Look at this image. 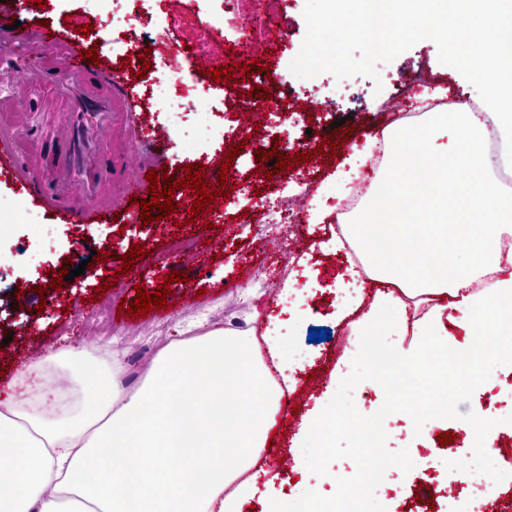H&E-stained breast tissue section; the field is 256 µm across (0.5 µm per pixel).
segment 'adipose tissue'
Here are the masks:
<instances>
[{
  "mask_svg": "<svg viewBox=\"0 0 512 512\" xmlns=\"http://www.w3.org/2000/svg\"><path fill=\"white\" fill-rule=\"evenodd\" d=\"M473 14L487 53L471 77L487 97L431 109L413 132L394 120L383 135L387 164L347 227L376 286L354 330L380 325L386 336L378 360L361 346L352 360L383 379L403 369L410 386L431 360H512V254L499 249L512 211L485 148L495 136L498 166L512 169V0H480ZM456 132L464 151L438 144ZM448 306L474 336L490 335L487 349L456 345L442 323ZM269 352L268 367L250 331L216 327L164 346L134 390L119 383V359L87 350L61 347L27 363L0 398V512H242L260 494L266 512H354L311 490L286 499L273 481L258 484L253 470L305 361L286 335L270 337ZM57 361L80 364L74 401L52 394L46 371Z\"/></svg>",
  "mask_w": 512,
  "mask_h": 512,
  "instance_id": "1",
  "label": "adipose tissue"
}]
</instances>
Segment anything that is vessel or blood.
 <instances>
[{
	"label": "vessel or blood",
	"mask_w": 512,
	"mask_h": 512,
	"mask_svg": "<svg viewBox=\"0 0 512 512\" xmlns=\"http://www.w3.org/2000/svg\"><path fill=\"white\" fill-rule=\"evenodd\" d=\"M12 39L33 43L51 56L60 76L55 95L59 133L50 153L26 155L14 147L15 130L0 132V164L17 173L34 204L49 207L62 223H86L87 212L72 197L58 194L55 184L62 180L73 188L96 192L111 183L112 161L97 154L96 142L114 108L126 104L127 94L110 61L95 64L74 49V42L81 39L79 30L64 34L44 27L16 28Z\"/></svg>",
	"instance_id": "1"
}]
</instances>
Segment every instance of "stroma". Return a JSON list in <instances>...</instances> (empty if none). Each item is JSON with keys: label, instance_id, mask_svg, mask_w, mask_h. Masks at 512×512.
Masks as SVG:
<instances>
[{"label": "stroma", "instance_id": "35a3bbf8", "mask_svg": "<svg viewBox=\"0 0 512 512\" xmlns=\"http://www.w3.org/2000/svg\"><path fill=\"white\" fill-rule=\"evenodd\" d=\"M305 5L306 0H280L281 20L268 23L261 46L240 50L243 61L258 59L268 65L270 78L263 82L261 93L274 105L281 101L276 79L289 76V63L306 35ZM45 20L64 32L92 25L80 47L95 49L117 64L116 76L124 82L132 107L113 112L112 125L99 141L100 151L111 156L120 174L112 184V216L95 214L96 198L84 195L81 204L94 212L88 223H60L49 208L27 200L9 171L0 170V211L13 214L17 223L13 233L0 239V395L7 393L18 368L43 356L50 345L120 351L121 385L133 389L141 385L155 353L163 346L190 332L203 333L247 320L245 293L260 295L266 314H278L280 307L270 293L269 282L279 275L280 251L256 248L262 230L256 218L263 202L298 196L308 184L335 193L331 177L337 162L349 154L342 139L365 147L375 131L392 121V114L383 111L382 101L404 72L423 66L432 71L435 83L447 87L449 95H479L458 70L440 63L435 42L426 39L393 61L379 64V79L362 74L340 78L330 72L314 77L321 105L309 124L284 123L274 116L246 134L241 128L238 102L226 96L230 83L207 76L211 69L229 68L225 46L239 36L237 18L228 13L226 0H119L115 5H101L97 0H47L40 9L35 0H0V47L9 51L17 70L13 111L20 116L41 114L47 135L54 131L52 115L45 112L42 96L29 83L30 75L41 69L43 61L28 45L11 39L14 23L32 28ZM143 52L150 67L139 80L133 71L139 65L138 54ZM124 58L129 61L125 69L119 66ZM164 76L206 93L222 113L218 121L221 135L206 132L208 116L189 113L176 122L164 112L152 89L154 81ZM133 114L149 128L164 129L166 142L147 144L145 152L135 153L129 145V117ZM308 129L316 139H333L337 145L334 163L309 160L292 165L291 178L269 181L257 161L258 149L275 140L281 155L302 154ZM232 148L239 154L233 176L223 188L228 196L226 206L211 207L204 222L190 221L196 195L187 188L175 213L156 225L142 224L141 208L128 201L127 193L129 184L138 180L146 157L160 156L169 175L179 180L184 176L183 165L189 163L199 162L217 171L225 161L226 150ZM301 233L304 248L299 258L307 270L316 271L317 282L309 284L305 272L294 276V286L305 294L308 311L291 326L290 334L310 358L301 370V380L282 401L271 452L262 460L264 468L277 476L278 493L288 497L307 486L321 498H333L339 483L356 482L358 463L366 457L376 463L380 481L375 496L366 502L368 512L377 507L384 512H414V500L423 493L430 498L434 512H448V500L443 495L448 484L447 458H471L472 445L462 428L481 413L497 419L495 446L503 451V466L512 468V366L507 364L497 366L493 385L469 386L459 397L449 399L448 412L436 426L431 425L420 400L410 394L389 399L385 386L369 381L368 366L357 367L353 376L362 382L357 403L378 445L358 447L340 430L334 448L299 462L297 438L307 416L319 407L340 413L347 409V401L331 386L330 375L344 365L349 348L356 345L349 326L337 323L335 317L336 283L349 266L344 254L324 247L335 229L329 223H305ZM177 239L194 242L192 258L172 253L170 244ZM36 242L43 243L41 252L33 251ZM136 244L144 245L147 256L134 261L132 272L122 273V257ZM102 250L109 252V259L90 261L91 252ZM65 266L75 270L73 281L58 290L51 288L56 270ZM175 270L184 273V281L166 283V274ZM109 277L115 284L104 298L112 312L106 323L99 324L95 321L99 302L92 294ZM163 283L170 289L165 308L145 316L117 315L122 300L134 299L137 289L153 292ZM314 327L327 329L326 341H308ZM447 431L456 439L445 445L439 436ZM332 471L339 474V482L328 480Z\"/></svg>", "mask_w": 512, "mask_h": 512}]
</instances>
